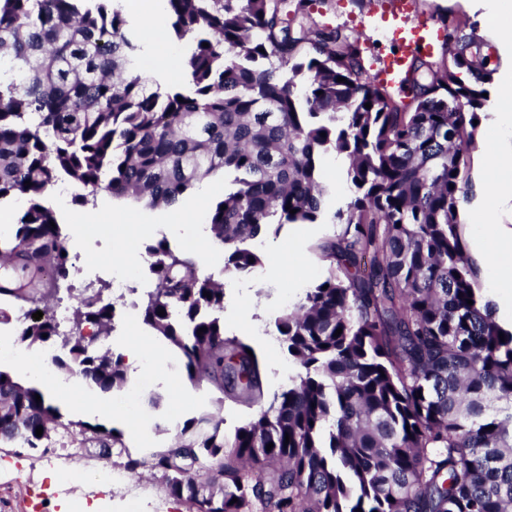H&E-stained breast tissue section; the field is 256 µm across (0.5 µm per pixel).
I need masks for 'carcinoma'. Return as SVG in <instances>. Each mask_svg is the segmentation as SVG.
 Here are the masks:
<instances>
[{
  "instance_id": "obj_1",
  "label": "carcinoma",
  "mask_w": 512,
  "mask_h": 512,
  "mask_svg": "<svg viewBox=\"0 0 512 512\" xmlns=\"http://www.w3.org/2000/svg\"><path fill=\"white\" fill-rule=\"evenodd\" d=\"M110 2L0 0V205L29 198L0 238V302L72 291L65 236L42 203L67 179L87 190L74 196L82 205L104 188L170 207L224 177L205 219L227 276L262 264L254 240L272 226L325 218L341 226L322 245L326 274L274 322L297 371L270 400L262 357L224 336L223 285L190 254L147 247L143 324L177 349L190 381L258 407L231 438L222 418L187 420L154 455L169 496L193 512H512V331L477 288L458 222L494 73L481 40L414 57L391 91L350 35L296 22L305 0L292 11L288 0H166L175 37L193 45L185 86L162 92L140 72L139 32ZM329 153L348 161L351 188L331 213ZM115 311L98 294L82 301L58 371L103 392L128 384L122 356L81 332L86 322L109 336ZM19 336L47 344L59 331L46 317ZM60 418L40 388L0 370V444L39 448ZM87 432L99 455L118 440ZM198 456L215 500L180 475Z\"/></svg>"
}]
</instances>
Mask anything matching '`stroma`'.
Instances as JSON below:
<instances>
[{
  "instance_id": "1",
  "label": "stroma",
  "mask_w": 512,
  "mask_h": 512,
  "mask_svg": "<svg viewBox=\"0 0 512 512\" xmlns=\"http://www.w3.org/2000/svg\"><path fill=\"white\" fill-rule=\"evenodd\" d=\"M374 0H308V13L319 25L361 33L359 46L364 59H374L380 49L376 37L361 32L359 22L372 7ZM417 15L456 26L473 25L477 36L488 39L491 47L490 65L495 74L488 85V101L496 103L503 92L512 93V44L500 45L494 32L501 21L512 23V14L500 19L484 0H415ZM492 133L486 124H479L476 142L470 155L471 182L474 186L468 202L460 211L463 243H471L476 225L481 224L483 205L487 198L485 169L479 163L485 144ZM46 205L56 214L70 252L80 253L90 270L96 272L97 285L110 284L112 269L100 263L101 253L112 249L117 238H124L139 257L134 266V282L150 279L149 245L166 241L171 248L189 252L194 241L188 234L169 231L173 212L164 207L150 208L130 204L135 216L134 232L104 221L75 228L70 218L80 212V204L72 198L48 196ZM340 230L336 224H287L279 231L267 232L254 243L262 264L247 277L224 281V332L247 340L264 358L266 370L264 388L267 395L281 392L288 385L292 364L274 334L273 319L313 284L322 279L326 264L319 246ZM12 321L0 325V369L13 373L16 380L30 384L27 374L17 372L13 352H23L30 359H40L43 345L28 344L19 338L22 323L19 310H12ZM116 328L103 347L113 354L123 353L128 333L135 332L146 339L154 333L143 325L138 309L132 304L116 306ZM173 376L182 391L169 394L162 388L164 378ZM110 411L104 415L82 412L74 403L55 398L61 418L50 437L38 450L17 445L0 446V512H55L58 496L70 498L111 497L112 512H190L188 504L171 498L160 470L153 468L152 456L174 443L177 428L204 412L219 415L224 420V432L233 435L235 429L249 422L254 409L231 401H220L218 393L191 382L178 356L150 371L134 370L126 388L104 394ZM139 424L143 432L131 436L129 423ZM100 425L120 433V444L114 445L110 457L93 454L80 433L81 424ZM80 470L82 480L65 482L59 489H50L43 474L49 470L62 473ZM109 471L123 473L122 481L106 479Z\"/></svg>"
}]
</instances>
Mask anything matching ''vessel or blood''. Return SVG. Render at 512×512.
<instances>
[{
    "mask_svg": "<svg viewBox=\"0 0 512 512\" xmlns=\"http://www.w3.org/2000/svg\"><path fill=\"white\" fill-rule=\"evenodd\" d=\"M381 10L380 37L392 42L394 50L379 57L376 76L392 84L416 54L433 52L443 34L430 20L414 18L412 0H383Z\"/></svg>",
    "mask_w": 512,
    "mask_h": 512,
    "instance_id": "b4317fda",
    "label": "vessel or blood"
}]
</instances>
